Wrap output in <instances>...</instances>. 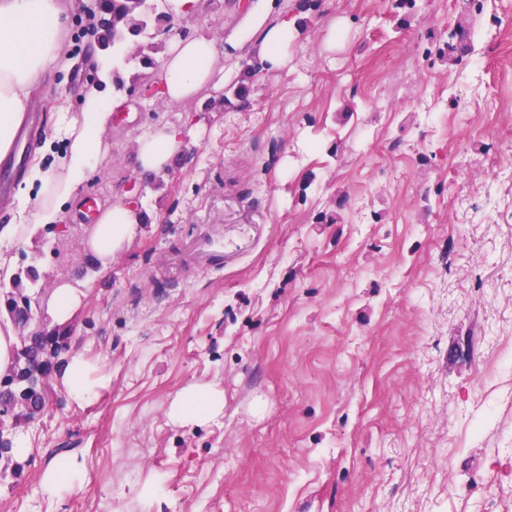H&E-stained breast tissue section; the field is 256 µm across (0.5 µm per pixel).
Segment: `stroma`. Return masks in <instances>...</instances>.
<instances>
[{
  "instance_id": "stroma-1",
  "label": "stroma",
  "mask_w": 512,
  "mask_h": 512,
  "mask_svg": "<svg viewBox=\"0 0 512 512\" xmlns=\"http://www.w3.org/2000/svg\"><path fill=\"white\" fill-rule=\"evenodd\" d=\"M242 8H170L168 35L220 40ZM461 18L471 54L405 69ZM511 40L512 0H318L244 111L206 89L169 108L158 67L71 43L41 90L38 158L60 165L61 105L111 95L120 72L140 108L106 130L80 193L113 203L137 183L145 220L95 272L86 217L0 237V271L44 290L90 272L70 354L97 382L77 402L53 377L0 512H512ZM186 114L185 165L141 174L138 136ZM341 197L343 223H319ZM207 224L223 271L165 264ZM199 386L223 411L172 422ZM58 460L72 477L51 494Z\"/></svg>"
}]
</instances>
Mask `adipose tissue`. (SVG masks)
Returning <instances> with one entry per match:
<instances>
[{"instance_id": "adipose-tissue-1", "label": "adipose tissue", "mask_w": 512, "mask_h": 512, "mask_svg": "<svg viewBox=\"0 0 512 512\" xmlns=\"http://www.w3.org/2000/svg\"><path fill=\"white\" fill-rule=\"evenodd\" d=\"M277 6V0H251L242 26L220 43L204 36L174 39L160 62L156 95L175 106L201 89L223 90L226 72L221 59L236 57L247 45L267 69L281 66L297 25L294 18L284 16L276 25L267 26L266 19ZM82 7L81 0H0V155L11 149L24 112L35 106L45 82L55 70L67 66L68 19ZM125 107L124 100L106 102L91 92L82 99L78 115L64 117L61 129L69 142L67 160L60 168L46 170L35 159L28 168L27 182L39 183L45 189L35 202V224H57L64 206L76 203L77 189L106 156L103 134L112 124L113 113ZM191 126L188 119L178 125L166 123L140 137V172L165 173L180 154L183 135ZM138 222L131 205L116 202L106 206L85 242L93 264L108 268L134 236ZM84 295L81 280L60 282L45 301V313L55 324L65 325ZM222 407L223 400L214 391L192 388L173 401L170 415L177 422L189 423Z\"/></svg>"}]
</instances>
